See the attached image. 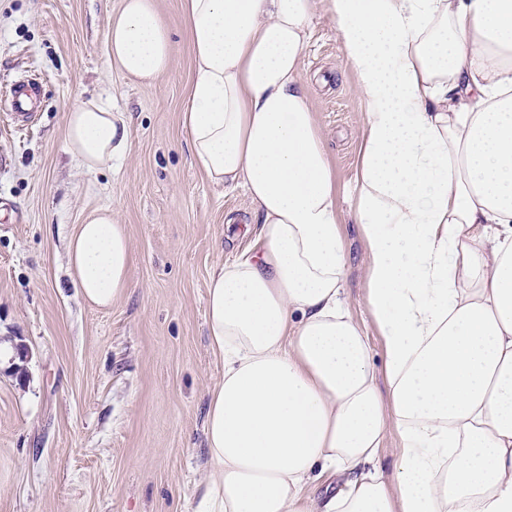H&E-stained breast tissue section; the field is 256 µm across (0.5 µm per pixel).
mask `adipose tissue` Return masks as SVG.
<instances>
[{"instance_id": "obj_1", "label": "adipose tissue", "mask_w": 512, "mask_h": 512, "mask_svg": "<svg viewBox=\"0 0 512 512\" xmlns=\"http://www.w3.org/2000/svg\"><path fill=\"white\" fill-rule=\"evenodd\" d=\"M194 71L193 165L243 187L258 247L214 268L195 512H512V0H182ZM335 24L364 120L351 211L365 244L368 337L343 294L336 172L301 81L314 13ZM106 40L132 79L168 69L152 0H122ZM85 170L127 149L121 113L68 112ZM84 298L129 286L125 225L104 210L68 242ZM395 430L398 465L380 450ZM347 474L326 497L309 487Z\"/></svg>"}]
</instances>
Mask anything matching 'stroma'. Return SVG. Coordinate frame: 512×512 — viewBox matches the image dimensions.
<instances>
[{
  "label": "stroma",
  "instance_id": "35a3bbf8",
  "mask_svg": "<svg viewBox=\"0 0 512 512\" xmlns=\"http://www.w3.org/2000/svg\"><path fill=\"white\" fill-rule=\"evenodd\" d=\"M121 0H0V512H191L206 469L209 393L222 374L206 324L212 269L256 239L243 189L197 170L181 121L192 54L180 0H153L171 63L126 78L105 30ZM38 79L33 117L14 120V84ZM302 82L336 171L346 303L370 329L365 246L349 207L362 107L333 23L315 16ZM110 101L128 150L86 171L66 149V113ZM108 207L126 225L130 286L110 308L75 287L67 244ZM236 216L228 228L226 216Z\"/></svg>",
  "mask_w": 512,
  "mask_h": 512
}]
</instances>
